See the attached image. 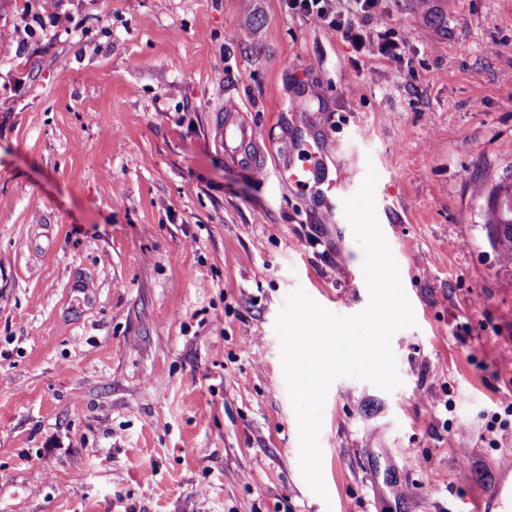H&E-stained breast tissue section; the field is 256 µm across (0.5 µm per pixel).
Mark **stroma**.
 Returning <instances> with one entry per match:
<instances>
[{
	"label": "stroma",
	"instance_id": "35a3bbf8",
	"mask_svg": "<svg viewBox=\"0 0 512 512\" xmlns=\"http://www.w3.org/2000/svg\"><path fill=\"white\" fill-rule=\"evenodd\" d=\"M0 31V512H468L512 467V267L474 193L512 183V0H379L353 39L285 0H0ZM304 125L338 199L375 168L416 319L401 386L332 384L324 499L275 321L370 296L345 216L278 181ZM221 127V145L224 156L242 167L253 170L256 157L245 153V147L257 143L260 133L256 126L246 121L240 113V108L226 107Z\"/></svg>",
	"mask_w": 512,
	"mask_h": 512
}]
</instances>
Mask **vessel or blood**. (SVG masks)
Listing matches in <instances>:
<instances>
[{"instance_id":"b4317fda","label":"vessel or blood","mask_w":512,"mask_h":512,"mask_svg":"<svg viewBox=\"0 0 512 512\" xmlns=\"http://www.w3.org/2000/svg\"><path fill=\"white\" fill-rule=\"evenodd\" d=\"M260 133L256 126L246 121L239 108H226L221 127V144L225 157L242 167L254 169L256 158L247 153V146L258 142ZM325 145L316 138L303 139L280 145L279 181L284 186L310 191L320 201L325 217H332L336 209L337 180L319 176L311 160L323 153ZM494 512H512V484L497 483L485 495Z\"/></svg>"}]
</instances>
